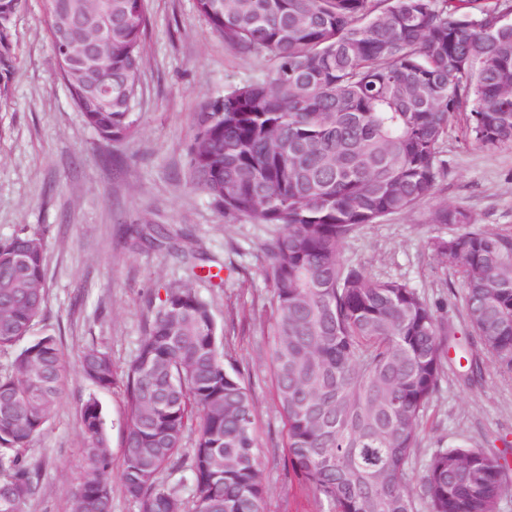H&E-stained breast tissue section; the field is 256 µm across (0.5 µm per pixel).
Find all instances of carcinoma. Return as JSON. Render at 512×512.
I'll return each mask as SVG.
<instances>
[{"label":"carcinoma","mask_w":512,"mask_h":512,"mask_svg":"<svg viewBox=\"0 0 512 512\" xmlns=\"http://www.w3.org/2000/svg\"><path fill=\"white\" fill-rule=\"evenodd\" d=\"M0 0V99L16 67L14 17ZM213 34L271 63L267 79L230 87L192 113V186L224 215L277 232L263 245L273 288L272 369L285 420V461L330 512H498L512 492L500 457L437 448L413 480L409 464L448 358V323L409 283L341 258L367 224L412 210L447 178L444 145L512 144V0H194ZM60 9L87 13L74 39L107 44L112 67L91 86L71 78L57 36ZM59 77L87 125L108 142L136 132L147 0H57L46 10ZM112 87V102L98 97ZM430 222L467 226L459 206ZM135 232L195 272L202 255L147 220ZM430 249L459 276L470 335L512 379V239L480 228L436 236ZM42 237L0 241V350L26 345L0 373V512H24L39 492L28 456L62 393L58 338L31 333L43 315ZM98 389L121 382L129 409L121 481L139 512H264L255 404L234 369L209 304L188 283L165 289L124 376L94 347L80 359ZM85 467L76 512H112V457L102 407H80ZM195 434L185 447L186 434Z\"/></svg>","instance_id":"cac0c4a2"}]
</instances>
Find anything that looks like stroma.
I'll return each mask as SVG.
<instances>
[{
  "label": "stroma",
  "mask_w": 512,
  "mask_h": 512,
  "mask_svg": "<svg viewBox=\"0 0 512 512\" xmlns=\"http://www.w3.org/2000/svg\"><path fill=\"white\" fill-rule=\"evenodd\" d=\"M141 96L133 138L106 142L72 104L56 62L42 0L13 24L16 70L0 100V240L27 230L45 245L46 289L38 331L60 338L68 384L29 451L40 491L25 512H74L71 487L84 467L81 404H101L112 455V512H138L124 492L128 407L122 384L99 390L79 370L90 347L106 351L115 375L137 355L151 316L150 300L191 282L211 305L224 343L256 405V436L267 488L264 512H328L326 503L291 481L284 466V419L271 365L273 290L264 275L263 245L275 226L221 214L188 178L185 146L191 115L229 87L264 78L266 60L240 55L213 36L193 0H147ZM449 176L411 211L363 226L342 247L344 261L377 277L402 279L437 308L450 339H466L463 288L429 247L448 234L430 216L443 204L469 210L475 227L512 234V146L487 149L451 136ZM186 234L185 244L221 267L222 287L186 269L159 248L133 245L127 226L142 220ZM480 383L464 382L456 362L422 421L409 468L420 475L431 453L460 442L512 465V381L489 356Z\"/></svg>",
  "instance_id": "stroma-1"
}]
</instances>
